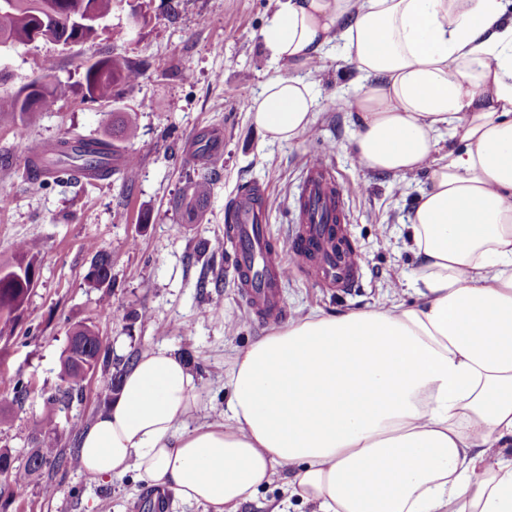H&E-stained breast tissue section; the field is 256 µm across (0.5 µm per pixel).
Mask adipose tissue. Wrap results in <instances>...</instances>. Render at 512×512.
I'll use <instances>...</instances> for the list:
<instances>
[{
  "instance_id": "1",
  "label": "adipose tissue",
  "mask_w": 512,
  "mask_h": 512,
  "mask_svg": "<svg viewBox=\"0 0 512 512\" xmlns=\"http://www.w3.org/2000/svg\"><path fill=\"white\" fill-rule=\"evenodd\" d=\"M273 74L250 118L270 143L313 129L304 78L354 65L351 149L427 170L409 216L416 299L290 321L240 350L226 421L191 430L184 361L142 353L87 427L83 471L236 512L276 467L320 512H512V0H278Z\"/></svg>"
}]
</instances>
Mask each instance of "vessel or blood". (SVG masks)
I'll list each match as a JSON object with an SVG mask.
<instances>
[{"label": "vessel or blood", "instance_id": "1", "mask_svg": "<svg viewBox=\"0 0 512 512\" xmlns=\"http://www.w3.org/2000/svg\"><path fill=\"white\" fill-rule=\"evenodd\" d=\"M301 210L296 231L287 250L274 244L265 210L267 189L252 184L233 199L224 238L235 249L237 286L251 313L265 322L281 319L285 311L279 302V288L293 269H300L320 287L353 291L360 283L362 257L357 249L339 247L342 224L347 220L343 190L324 162L310 163L299 193ZM316 243L319 255L309 258L303 247ZM292 262H285V255Z\"/></svg>", "mask_w": 512, "mask_h": 512}]
</instances>
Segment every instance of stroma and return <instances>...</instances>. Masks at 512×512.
<instances>
[{"mask_svg": "<svg viewBox=\"0 0 512 512\" xmlns=\"http://www.w3.org/2000/svg\"><path fill=\"white\" fill-rule=\"evenodd\" d=\"M146 4L150 19L130 28L133 9ZM276 0H119L94 40L68 48L39 41L0 50V94L12 93L40 75L44 59L56 63L59 91L51 109L17 137L0 123V259L16 245L37 241L36 283L14 320H0V397H12L17 382L30 383L22 404L0 422V448L24 460L33 446L36 420L46 410L44 395L59 383L61 357L70 329L95 326L113 360L139 349L164 347L181 357L195 377L198 404L187 428L213 423L230 394L228 372L238 350L266 336L270 325L247 311L223 246L224 214L242 186L269 188V229L284 245L297 220L299 184L312 158L330 166L344 189L349 239L361 252V285L336 293L294 272L280 290L286 320L312 312L342 313L412 301L405 282L416 266L406 249L412 204L425 188V173L407 180L365 168L351 151L354 119L329 99L352 91V65L328 55L306 78L319 99L313 135L291 145L265 142L249 109L273 65L259 33ZM144 61L146 72L114 102L85 100L81 64L111 52ZM190 78H182V70ZM132 113L137 139L127 145L138 161L132 185L120 176L84 180L70 188L23 182L26 158L64 131L104 136L112 115ZM218 133V173L203 223H191L179 204L190 178L202 167L193 156L204 133ZM112 256V316L99 315L100 289L86 275L89 243ZM148 311L150 320L138 319ZM111 398L100 377L84 384L82 398L59 412L72 428L63 446L78 448L79 432L105 410ZM291 471L276 468L269 483L238 512H318L316 504L290 495ZM56 487L45 496V482ZM150 484L136 468L94 480L61 467L48 479L16 490L7 512H147Z\"/></svg>", "mask_w": 512, "mask_h": 512, "instance_id": "1", "label": "stroma"}]
</instances>
